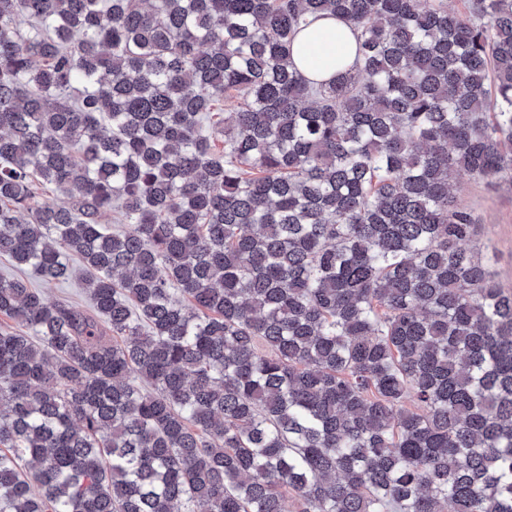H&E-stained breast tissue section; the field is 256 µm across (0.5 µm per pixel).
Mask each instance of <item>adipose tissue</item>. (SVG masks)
Returning a JSON list of instances; mask_svg holds the SVG:
<instances>
[{"label": "adipose tissue", "instance_id": "obj_1", "mask_svg": "<svg viewBox=\"0 0 512 512\" xmlns=\"http://www.w3.org/2000/svg\"><path fill=\"white\" fill-rule=\"evenodd\" d=\"M356 38L348 23L336 17L316 20L300 32L292 49V59L297 68L309 79L322 82L333 80L334 62L342 58L353 61Z\"/></svg>", "mask_w": 512, "mask_h": 512}]
</instances>
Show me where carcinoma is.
Wrapping results in <instances>:
<instances>
[{
	"label": "carcinoma",
	"mask_w": 512,
	"mask_h": 512,
	"mask_svg": "<svg viewBox=\"0 0 512 512\" xmlns=\"http://www.w3.org/2000/svg\"><path fill=\"white\" fill-rule=\"evenodd\" d=\"M460 172L512 188V0H0V258L92 302L0 276V512H512ZM356 38L348 23L336 17L316 20L300 32L292 49L297 68L309 79L322 82L336 76L333 64L338 58L352 63L355 58ZM72 265L74 267L72 277L69 281L61 284L43 283L29 272L25 275L33 287L39 288L44 292L47 299L51 301L65 299L81 310H89L91 308V300L82 286V264L77 259H73Z\"/></svg>",
	"instance_id": "cac0c4a2"
}]
</instances>
